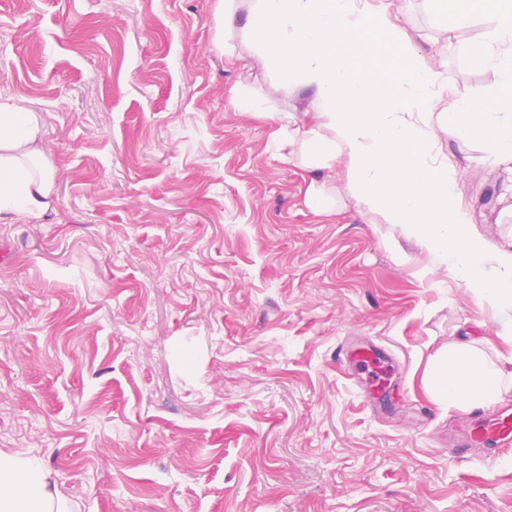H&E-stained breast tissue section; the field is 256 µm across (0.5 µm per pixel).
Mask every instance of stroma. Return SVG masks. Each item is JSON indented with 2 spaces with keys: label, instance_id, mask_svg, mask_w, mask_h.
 <instances>
[{
  "label": "stroma",
  "instance_id": "stroma-1",
  "mask_svg": "<svg viewBox=\"0 0 512 512\" xmlns=\"http://www.w3.org/2000/svg\"><path fill=\"white\" fill-rule=\"evenodd\" d=\"M0 0V103L41 113L51 208L0 223V449L41 463L71 512H512V447L447 441L465 410L423 383L451 339L512 358L489 307L414 238L368 224L289 153L314 91L243 41L245 0ZM429 0L399 22L438 40L453 100L487 99ZM259 101L267 115L244 111ZM439 147L500 244L512 171ZM396 361L375 408L340 347Z\"/></svg>",
  "mask_w": 512,
  "mask_h": 512
}]
</instances>
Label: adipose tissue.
I'll return each instance as SVG.
<instances>
[{
    "instance_id": "ef3b65f1",
    "label": "adipose tissue",
    "mask_w": 512,
    "mask_h": 512,
    "mask_svg": "<svg viewBox=\"0 0 512 512\" xmlns=\"http://www.w3.org/2000/svg\"><path fill=\"white\" fill-rule=\"evenodd\" d=\"M495 19L469 51L499 76L490 100L448 99L443 70L396 23L388 0H250L245 31L251 54L281 86L314 88V127L303 131L302 166L330 181L346 166L345 191L361 215L400 226L437 265L451 270L512 335V231L490 245L457 192V169L438 158L437 130L460 146L480 139L489 161L512 162V0H492ZM393 68L394 89L359 77L361 67ZM42 116L0 103V221L47 211L51 164ZM426 382L449 405L486 406L512 390V372L473 343L451 341L432 358ZM0 512H68L54 500L36 459L0 450Z\"/></svg>"
}]
</instances>
